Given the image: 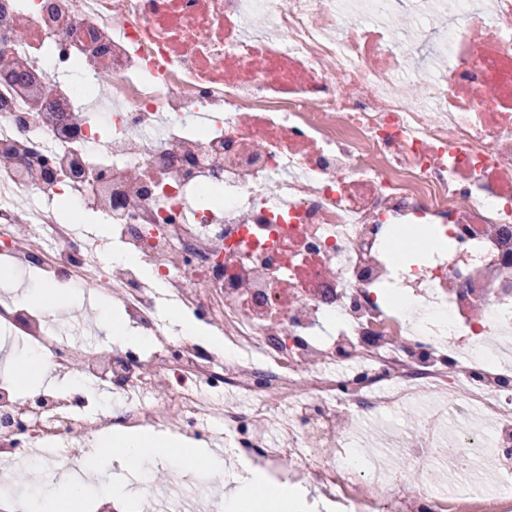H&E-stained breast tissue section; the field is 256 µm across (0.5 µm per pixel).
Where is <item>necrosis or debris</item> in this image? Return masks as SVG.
<instances>
[{
    "label": "necrosis or debris",
    "instance_id": "4bbe7bcc",
    "mask_svg": "<svg viewBox=\"0 0 512 512\" xmlns=\"http://www.w3.org/2000/svg\"><path fill=\"white\" fill-rule=\"evenodd\" d=\"M4 165L0 262L111 283L151 344L80 353L51 313L0 303L1 338L81 383L32 398L1 378L0 463L151 430L224 442L334 512H512V0H0ZM63 197L127 261L104 263ZM423 226L438 247L398 268L393 238ZM104 388L119 411L93 403ZM421 391L495 426L460 435L448 489L436 416L391 428L397 468L347 463L356 423ZM134 481L150 512L208 488ZM171 319L174 324L181 328V331L186 336L193 337L208 347L220 350L224 349L222 336H216L194 320L188 317L179 316L173 312H171Z\"/></svg>",
    "mask_w": 512,
    "mask_h": 512
}]
</instances>
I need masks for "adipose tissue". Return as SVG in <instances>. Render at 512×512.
<instances>
[{
	"mask_svg": "<svg viewBox=\"0 0 512 512\" xmlns=\"http://www.w3.org/2000/svg\"><path fill=\"white\" fill-rule=\"evenodd\" d=\"M162 439L150 433H116L111 438L112 457L126 468L153 463ZM233 487L225 494L223 512H305L306 492L270 479L249 462H239Z\"/></svg>",
	"mask_w": 512,
	"mask_h": 512,
	"instance_id": "adipose-tissue-1",
	"label": "adipose tissue"
}]
</instances>
